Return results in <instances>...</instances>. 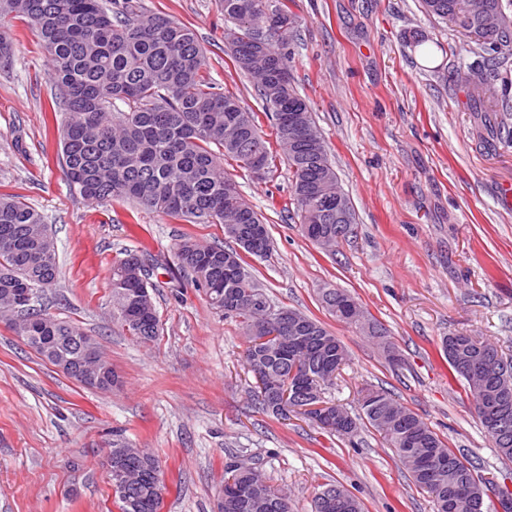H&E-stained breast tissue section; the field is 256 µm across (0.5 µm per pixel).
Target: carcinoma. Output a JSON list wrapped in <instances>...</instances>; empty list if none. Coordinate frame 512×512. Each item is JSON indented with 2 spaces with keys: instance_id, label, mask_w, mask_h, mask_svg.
I'll list each match as a JSON object with an SVG mask.
<instances>
[{
  "instance_id": "obj_1",
  "label": "carcinoma",
  "mask_w": 512,
  "mask_h": 512,
  "mask_svg": "<svg viewBox=\"0 0 512 512\" xmlns=\"http://www.w3.org/2000/svg\"><path fill=\"white\" fill-rule=\"evenodd\" d=\"M224 19L227 52L234 65L250 75L271 118L275 141L284 150L290 175V200L300 229L312 225L326 234L341 220L336 215L339 191L328 146L306 102L292 86L288 30L262 47L260 26L288 19V6L271 0H219ZM424 11L441 20L456 13L455 25H487V41L476 45L477 70L501 68L512 56V0H422ZM22 17L35 29L50 60L49 77L59 89L65 118L61 123V161L69 187L82 198L105 202L131 201L174 219L195 224H222L233 248L204 246L190 238L177 249L179 268L204 290L209 305L226 317L237 318L245 336H259L267 318L242 305L226 309L225 295L252 293L266 297L256 283L246 258L265 259L270 236L246 241L238 234L247 224H262L263 217L242 197L236 181L221 168L231 158L246 171L262 156L266 172L275 167L276 154L262 135L260 113L242 106L239 97L219 91L205 70V55L195 31L165 15L146 13L133 0H0V19ZM126 106L122 110L116 102ZM474 106L491 112H511L512 104L490 96ZM300 109L314 144L288 138V111ZM145 250H130L112 265L113 317L138 341L147 344L160 333V324L128 323V315L148 317L156 312L155 283L141 279L138 257ZM56 253L43 215L18 196L0 195V315L13 311L15 288L56 285ZM320 300L336 320L354 325L377 341L385 359L397 364L394 343L380 323L371 319L345 289L322 288ZM20 335L36 337L41 345L71 355L65 336H78L74 323L44 318L32 305L17 312ZM316 337L305 348L290 335L270 349L244 350L251 373L261 372L276 381L295 369L308 376L297 401L283 412L275 397L257 391L262 410L279 419L300 414L296 407L309 397L324 401L348 360L345 344L319 320L288 309ZM441 350L451 374L465 382V391L477 407L490 397L498 376L490 371L470 372L467 366L482 356L497 360L512 373V357L494 343L464 333L442 338ZM362 415L329 404L346 427H331L306 413L325 432L342 437L357 434L365 421L395 449L400 463L415 484L433 497L436 512H473L469 499H482L493 482L478 475L479 464L445 442L411 409L385 390L369 389L361 398ZM502 429L491 434L498 455L512 462V403L498 412ZM136 473L137 490L128 501L115 499L120 512H159L162 494L156 491L153 472L158 460L150 453L126 459ZM224 479L234 478L249 487L248 498L233 512H293L289 498H278L268 482L252 468L229 464ZM344 499L341 507H326L314 496L310 512H363L360 501L341 485H331Z\"/></svg>"
}]
</instances>
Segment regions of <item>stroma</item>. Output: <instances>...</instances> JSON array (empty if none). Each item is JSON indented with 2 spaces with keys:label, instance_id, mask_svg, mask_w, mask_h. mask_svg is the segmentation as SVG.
Masks as SVG:
<instances>
[{
  "label": "stroma",
  "instance_id": "stroma-1",
  "mask_svg": "<svg viewBox=\"0 0 512 512\" xmlns=\"http://www.w3.org/2000/svg\"><path fill=\"white\" fill-rule=\"evenodd\" d=\"M144 11L192 26L219 89L263 111L249 77L224 45L218 0H139ZM295 18L288 49L297 93L330 148L354 232L336 252L306 239L289 213L285 159L265 178L227 159L244 198L263 214L272 240L253 274L272 303L298 309L346 345L349 361L325 397L358 414L363 388L389 391L449 447L480 463L495 488L512 491L462 381L439 351L449 333L498 342L512 354V144L496 138L512 113L473 105L472 45L420 0H288ZM438 42L432 54L405 37ZM0 33L15 51L0 71V195L37 209L54 240L59 278L42 305L95 336L119 383L109 392L79 385L27 348L0 320V512H119L104 446L125 439L160 461L161 512H218L224 467L255 464L308 512L329 484L354 494L363 512H434L392 448L373 429L329 435L301 416L276 420L254 398L238 322L193 286L177 287L182 239L225 244L220 224H193L122 200L73 193L61 167L49 107L59 92L31 26L14 18ZM145 248L156 265L160 334L136 342L112 319V264ZM342 288L388 331L403 356L389 364L360 329L337 321L319 291Z\"/></svg>",
  "mask_w": 512,
  "mask_h": 512
}]
</instances>
